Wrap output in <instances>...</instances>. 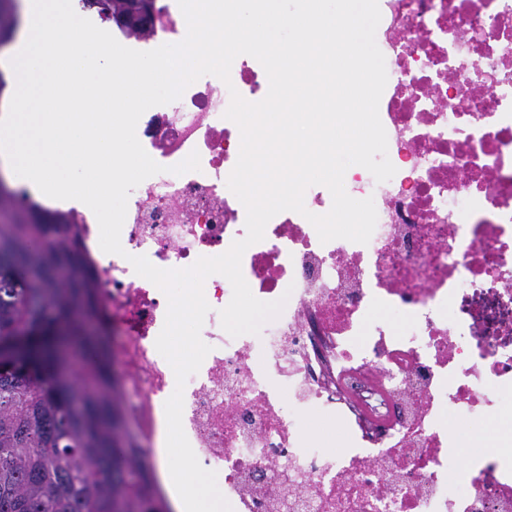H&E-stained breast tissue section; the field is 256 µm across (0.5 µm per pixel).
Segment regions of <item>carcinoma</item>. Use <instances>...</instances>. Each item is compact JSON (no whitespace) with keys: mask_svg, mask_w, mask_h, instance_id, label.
Masks as SVG:
<instances>
[{"mask_svg":"<svg viewBox=\"0 0 512 512\" xmlns=\"http://www.w3.org/2000/svg\"><path fill=\"white\" fill-rule=\"evenodd\" d=\"M99 15L152 0H82ZM19 26L0 0V43ZM0 179V348L16 355L0 374V512H171L144 447L126 425L97 278L66 217ZM78 350L68 372L57 350Z\"/></svg>","mask_w":512,"mask_h":512,"instance_id":"carcinoma-1","label":"carcinoma"}]
</instances>
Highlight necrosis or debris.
Returning a JSON list of instances; mask_svg holds the SVG:
<instances>
[{
  "label": "necrosis or debris",
  "instance_id": "necrosis-or-debris-1",
  "mask_svg": "<svg viewBox=\"0 0 512 512\" xmlns=\"http://www.w3.org/2000/svg\"><path fill=\"white\" fill-rule=\"evenodd\" d=\"M378 2L379 117L396 173L379 183L356 166L346 180L374 200L369 242L324 244L306 215L274 216L241 261L256 298L287 300L257 335L226 333L232 286L204 283L210 352L186 380L182 424L233 512H512V0ZM149 27L114 36L140 51L180 42L177 0ZM230 77L203 76L141 116L137 138L164 171L129 195L123 255L101 250L91 209L61 208L97 274L122 403L149 448L176 388L155 345L168 302L129 259L187 268L245 237L227 186L240 132L224 113L231 91L257 102L269 83L248 55ZM194 151L199 170L171 173ZM467 294L500 309L494 331L459 315ZM316 415L345 432L335 451L303 440ZM452 418L495 421V446L461 458Z\"/></svg>",
  "mask_w": 512,
  "mask_h": 512
}]
</instances>
